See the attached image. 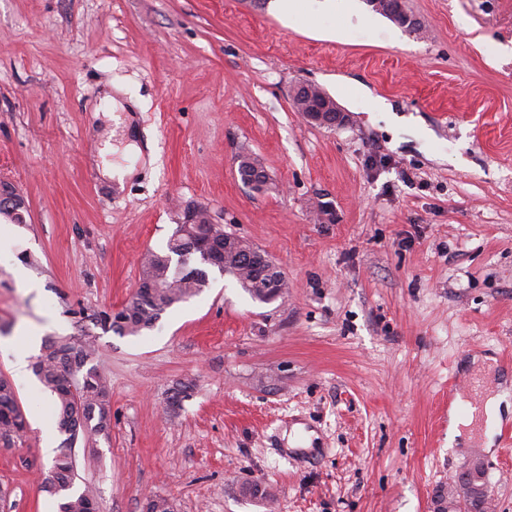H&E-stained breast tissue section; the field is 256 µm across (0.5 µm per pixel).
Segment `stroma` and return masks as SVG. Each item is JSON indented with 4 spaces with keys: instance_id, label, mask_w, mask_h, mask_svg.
<instances>
[{
    "instance_id": "1",
    "label": "stroma",
    "mask_w": 512,
    "mask_h": 512,
    "mask_svg": "<svg viewBox=\"0 0 512 512\" xmlns=\"http://www.w3.org/2000/svg\"><path fill=\"white\" fill-rule=\"evenodd\" d=\"M404 3L425 37L365 0L286 19L272 0H0V181L26 207L0 239V377L28 423L0 447V512H58L52 397L10 348L31 334L95 345L112 430L73 453L96 512H437L476 467L488 512H512V0ZM301 82L344 122L296 112ZM117 86L151 157L106 115ZM106 138L135 168L117 192ZM242 151L272 190L242 183ZM200 206L279 267L283 298L215 273L152 329L103 332ZM485 394L496 433L449 439ZM97 153L100 161L98 166L101 175L111 183L114 181L118 187L123 189L126 179L133 175V169L105 160V147L98 148Z\"/></svg>"
}]
</instances>
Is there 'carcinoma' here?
<instances>
[{
	"label": "carcinoma",
	"mask_w": 512,
	"mask_h": 512,
	"mask_svg": "<svg viewBox=\"0 0 512 512\" xmlns=\"http://www.w3.org/2000/svg\"><path fill=\"white\" fill-rule=\"evenodd\" d=\"M258 159L243 155L239 159L240 180L253 191L265 193L271 189L268 181L255 176ZM189 236L183 226H176L164 252L150 251L141 266L136 294L125 305L131 311L129 323L115 326L112 314L100 315L104 329L119 336L139 335L149 330L171 307L201 294L209 286V271L233 277L240 287L256 302L269 303L277 296L253 286L243 274L244 266L235 260L237 250L230 249L227 259L216 263L194 257L190 252ZM160 279L166 287L154 292L146 288V280ZM95 349L92 345L75 346L67 340L55 338L44 341L41 352L33 364L39 382L53 396V413L58 432L64 436L59 453L53 458L50 478L43 490L56 497L59 512H94L92 500L84 493L73 491L75 458L72 448L77 441L92 443L99 437H109L112 428L110 390L91 364ZM27 430L26 420L10 381L0 378V443L10 447L21 441Z\"/></svg>",
	"instance_id": "1"
}]
</instances>
